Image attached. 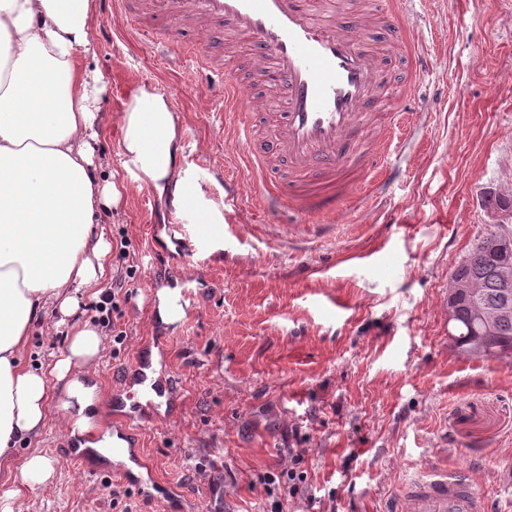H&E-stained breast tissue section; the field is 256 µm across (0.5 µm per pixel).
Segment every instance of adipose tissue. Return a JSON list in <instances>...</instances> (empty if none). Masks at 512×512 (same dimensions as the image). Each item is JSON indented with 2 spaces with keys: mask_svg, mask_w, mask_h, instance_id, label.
Returning a JSON list of instances; mask_svg holds the SVG:
<instances>
[{
  "mask_svg": "<svg viewBox=\"0 0 512 512\" xmlns=\"http://www.w3.org/2000/svg\"><path fill=\"white\" fill-rule=\"evenodd\" d=\"M96 19V0H0V512H25L23 490L55 475L49 456L18 453L43 435L49 408L70 429L97 425L91 367L104 337L67 320L104 288L113 209L146 189L187 207L194 223L224 221L178 168L182 118L157 89L127 94L116 114L121 168L105 172L102 98L88 64ZM64 325V350L26 365L34 331Z\"/></svg>",
  "mask_w": 512,
  "mask_h": 512,
  "instance_id": "obj_1",
  "label": "adipose tissue"
}]
</instances>
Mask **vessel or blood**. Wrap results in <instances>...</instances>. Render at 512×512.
Here are the masks:
<instances>
[{
  "instance_id": "vessel-or-blood-1",
  "label": "vessel or blood",
  "mask_w": 512,
  "mask_h": 512,
  "mask_svg": "<svg viewBox=\"0 0 512 512\" xmlns=\"http://www.w3.org/2000/svg\"><path fill=\"white\" fill-rule=\"evenodd\" d=\"M104 3L126 18L128 33H142L136 0ZM147 6L166 18L158 31L163 38L189 23L223 20L267 62L265 76L283 91L270 150L258 148L254 139L252 91L228 80L224 100L225 120L235 127L246 159L244 175L262 185L268 199L284 201L304 221L321 222L335 203L354 192L357 174L381 166L389 134L371 144L361 133L375 118L389 72L383 58L357 35L371 24L363 8L340 11L335 0H147ZM279 160L288 166L289 181L276 177ZM176 393L171 368L157 371L143 359L114 385V475L129 481L136 470L150 469L133 424L156 421V396ZM399 512H487V502L464 471L432 463L405 484Z\"/></svg>"
}]
</instances>
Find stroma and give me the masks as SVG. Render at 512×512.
<instances>
[{"mask_svg":"<svg viewBox=\"0 0 512 512\" xmlns=\"http://www.w3.org/2000/svg\"><path fill=\"white\" fill-rule=\"evenodd\" d=\"M406 21L421 73L383 25L364 33L394 85L416 87L384 168L337 204L332 223L302 224L264 209L225 122L221 79L253 77L257 50L217 21L204 37L181 30L224 67L207 72L99 14L89 64L104 101L116 104L118 72L125 88L170 96L189 130L177 163L224 222L216 244L183 259L168 230L175 212L151 192H133L114 215L109 239H131L139 272L108 281L129 294L118 321L127 338L108 342L98 363L97 415L107 419L114 382L158 349L179 403L139 435L153 466L144 498L109 459L71 462L74 441L49 415L40 447L58 472L25 492L28 512H182L171 487L185 488L194 512H391L432 461L464 467L490 512H512V363L466 355L448 334V276L491 221L488 193L512 195V0H411ZM187 278L193 309L165 322L150 287ZM296 446L307 472L298 494L264 484Z\"/></svg>","mask_w":512,"mask_h":512,"instance_id":"stroma-1","label":"stroma"}]
</instances>
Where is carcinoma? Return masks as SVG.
<instances>
[{
	"label": "carcinoma",
	"mask_w": 512,
	"mask_h": 512,
	"mask_svg": "<svg viewBox=\"0 0 512 512\" xmlns=\"http://www.w3.org/2000/svg\"><path fill=\"white\" fill-rule=\"evenodd\" d=\"M502 265L496 252L477 245L456 266L455 276L462 288L452 296L454 340L459 349L471 356L501 358L507 349H512V314L498 319L489 330L476 321L477 307L493 309L506 298L512 301V279L503 277ZM467 284L477 286V299L463 289Z\"/></svg>",
	"instance_id": "cac0c4a2"
}]
</instances>
